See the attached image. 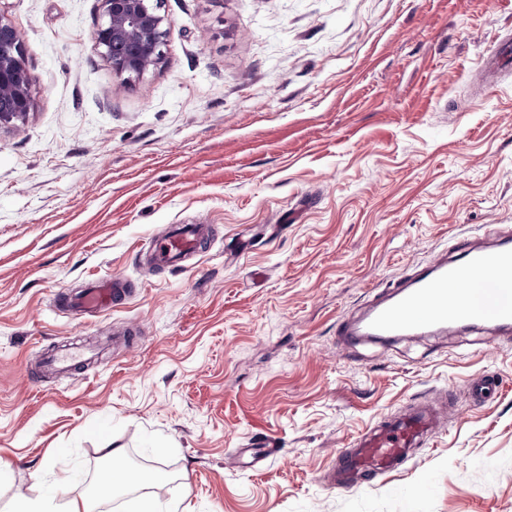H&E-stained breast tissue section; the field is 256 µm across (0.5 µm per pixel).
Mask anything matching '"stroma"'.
Returning a JSON list of instances; mask_svg holds the SVG:
<instances>
[{
	"label": "stroma",
	"mask_w": 512,
	"mask_h": 512,
	"mask_svg": "<svg viewBox=\"0 0 512 512\" xmlns=\"http://www.w3.org/2000/svg\"><path fill=\"white\" fill-rule=\"evenodd\" d=\"M162 65L98 53V0H0L34 108L0 129V512L86 495L110 448L158 465L188 512H512V335L364 340L338 322L453 235L512 226V0H164ZM205 224L186 270L142 263ZM123 308L61 307L103 274ZM141 328L71 372L38 356ZM498 389L467 391L478 375ZM451 394L393 472L325 484L386 415ZM272 441L256 467L239 449ZM68 454L69 483L53 464Z\"/></svg>",
	"instance_id": "obj_1"
}]
</instances>
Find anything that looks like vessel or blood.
Instances as JSON below:
<instances>
[{
    "label": "vessel or blood",
    "instance_id": "obj_1",
    "mask_svg": "<svg viewBox=\"0 0 512 512\" xmlns=\"http://www.w3.org/2000/svg\"><path fill=\"white\" fill-rule=\"evenodd\" d=\"M203 225L173 224L147 255L150 263L180 267L205 247ZM512 276V227L486 225L482 241L456 238L433 262L415 270L392 290L375 297L363 318L341 321L336 336L348 346L362 339L391 341L423 330L490 327L512 333V289L499 286ZM128 282L120 275L94 280L73 305L97 313L121 304ZM443 405L398 411L353 439L328 470L329 486L342 488L393 470L408 459L439 425Z\"/></svg>",
    "mask_w": 512,
    "mask_h": 512
}]
</instances>
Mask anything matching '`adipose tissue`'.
<instances>
[{"instance_id":"ef3b65f1","label":"adipose tissue","mask_w":512,"mask_h":512,"mask_svg":"<svg viewBox=\"0 0 512 512\" xmlns=\"http://www.w3.org/2000/svg\"><path fill=\"white\" fill-rule=\"evenodd\" d=\"M110 470L97 485L96 499L112 497L117 488L130 486L137 495L126 504V512H158L153 493L155 479H141L124 465V456L120 449L109 454ZM96 499L78 498L57 504L53 500L38 497L19 499L13 512H94Z\"/></svg>"}]
</instances>
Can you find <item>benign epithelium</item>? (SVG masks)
<instances>
[{
  "mask_svg": "<svg viewBox=\"0 0 512 512\" xmlns=\"http://www.w3.org/2000/svg\"><path fill=\"white\" fill-rule=\"evenodd\" d=\"M96 30L100 54L112 71L136 79L157 69L164 57L168 19L163 0H99ZM21 32L0 14V126L24 122L34 106Z\"/></svg>",
  "mask_w": 512,
  "mask_h": 512,
  "instance_id": "benign-epithelium-1",
  "label": "benign epithelium"
}]
</instances>
